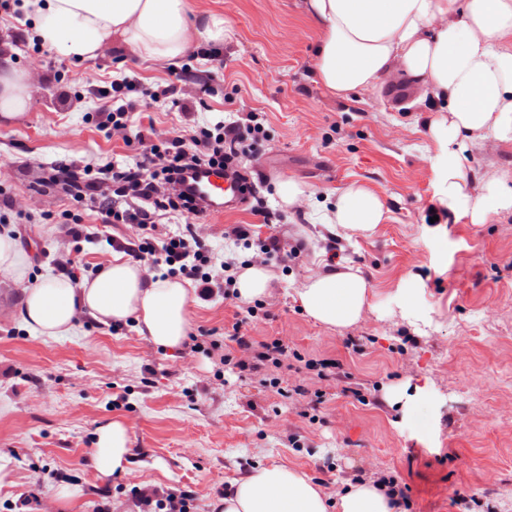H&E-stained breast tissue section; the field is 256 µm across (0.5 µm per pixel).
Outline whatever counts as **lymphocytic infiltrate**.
Masks as SVG:
<instances>
[{
    "label": "lymphocytic infiltrate",
    "instance_id": "lymphocytic-infiltrate-1",
    "mask_svg": "<svg viewBox=\"0 0 512 512\" xmlns=\"http://www.w3.org/2000/svg\"><path fill=\"white\" fill-rule=\"evenodd\" d=\"M262 132V123L251 113L244 119L233 117L199 127L187 142L178 137L162 141L141 154L133 166L113 165V179L130 185V201L125 207H118L100 194L94 179L86 184L91 206L102 223L135 224L144 231L142 242L123 248L133 260L168 267L170 273L198 281L201 297L211 296L217 282L204 270L207 250L193 227H186L157 244L150 237L155 228L154 215L161 208L197 213V206L180 190L186 175L207 166L223 167L237 162L245 152L246 141L258 140ZM161 184L171 186V196H159L157 187Z\"/></svg>",
    "mask_w": 512,
    "mask_h": 512
}]
</instances>
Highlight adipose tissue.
<instances>
[{"label":"adipose tissue","mask_w":512,"mask_h":512,"mask_svg":"<svg viewBox=\"0 0 512 512\" xmlns=\"http://www.w3.org/2000/svg\"><path fill=\"white\" fill-rule=\"evenodd\" d=\"M43 45L76 59L98 55L116 37L146 61L177 62L190 47L216 48L233 31L221 12H195L191 0H20ZM319 28L312 72L330 95L380 91L405 79L418 102L440 117L428 126L434 156L435 199L443 211L472 224L512 212V179L499 172L469 173L471 148L512 143V0H304ZM32 92L25 73L0 70V117L22 118ZM387 218L383 199L353 183L321 222L355 232L374 231ZM193 290L188 282L156 279L139 264L114 257L95 276L71 283L36 280L25 290L20 317L48 337L72 333L79 317L109 327L135 321L159 347L186 339ZM366 279L347 264L310 276L297 298L314 321L358 322L370 305ZM128 425L112 420L97 431L94 466L104 477L125 471ZM398 504L370 482L335 499L298 470L274 464L237 479L216 512H396Z\"/></svg>","instance_id":"adipose-tissue-1"}]
</instances>
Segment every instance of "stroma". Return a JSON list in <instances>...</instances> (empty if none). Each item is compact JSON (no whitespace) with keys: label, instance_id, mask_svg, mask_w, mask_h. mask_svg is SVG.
I'll use <instances>...</instances> for the list:
<instances>
[{"label":"stroma","instance_id":"35a3bbf8","mask_svg":"<svg viewBox=\"0 0 512 512\" xmlns=\"http://www.w3.org/2000/svg\"><path fill=\"white\" fill-rule=\"evenodd\" d=\"M220 10L233 29L218 60L189 51L179 64L146 62L106 41L83 61L45 52L31 19L0 9V43L27 73L33 105L0 120V233L16 236L32 276L78 277L111 262L109 239L137 243L133 224H104L84 190L52 184V168L94 169L131 161L143 145L103 126L100 91L132 79L140 90L176 81L187 112L150 105L136 119L190 139L226 111L254 112L265 139L242 157L254 184L248 207L220 216L162 213L154 235L195 225L210 247L214 279L266 265L269 293L243 318L216 294L189 306V331L221 341L210 353L162 350L133 323L103 327L80 318L72 334L30 332L19 309L25 283L0 277V512H143L137 493L190 492L212 512L221 490L253 469L285 464L329 497L355 482L395 478L400 512H512V214L486 223L435 213L431 111L408 108L406 83L376 94L329 95L311 73L317 29L304 0H192ZM311 191L302 209L280 206L283 179ZM358 182L378 192L388 220L346 236L312 223ZM89 238L74 244L71 225ZM245 226L248 243L230 232ZM285 254L261 260L259 240ZM358 268L372 295L346 327L315 322L297 288L325 267ZM414 291L415 316L394 299ZM283 341L287 356L262 374L239 371L245 354L229 335ZM127 422L128 472L103 478L90 449L97 430Z\"/></svg>","mask_w":512,"mask_h":512}]
</instances>
